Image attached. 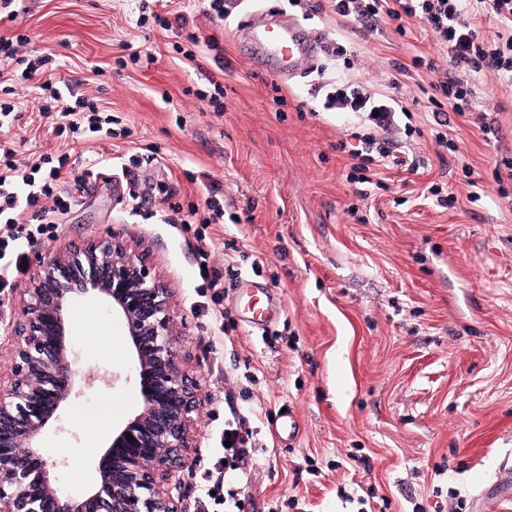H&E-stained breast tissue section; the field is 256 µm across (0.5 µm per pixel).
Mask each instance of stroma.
I'll return each mask as SVG.
<instances>
[{
	"instance_id": "stroma-1",
	"label": "stroma",
	"mask_w": 512,
	"mask_h": 512,
	"mask_svg": "<svg viewBox=\"0 0 512 512\" xmlns=\"http://www.w3.org/2000/svg\"><path fill=\"white\" fill-rule=\"evenodd\" d=\"M180 4L201 38L223 45V66L209 54L180 62L175 36L154 20L139 23L135 0H27L26 14L0 22V35H29L28 54H52L56 78L102 99L117 119L108 137L59 136L33 122L35 89L16 87L22 117L8 138L26 154L68 155L73 174L91 164L101 173L67 183L71 208L52 236L24 247L22 270L0 292V374L11 369L5 328L20 312L36 252L117 231L172 288L184 367L200 383L193 461L179 474L187 512H198L204 464L221 447L228 392L242 414L265 409L253 421L260 447L243 512H512V500L484 496L500 473L512 478V179L493 175L497 161L512 159V80L467 75L465 115L438 112L428 102L432 83L458 73L419 19L368 26L341 20L328 0H239L226 24L203 0ZM267 11L319 32L316 71L279 83L253 63L238 24ZM133 47L156 62L128 63ZM417 56L437 72L415 67ZM399 63L406 74L396 73ZM337 77L405 108L391 138L422 164L416 173L383 171L382 188L365 200L337 144L368 123L323 107ZM213 80L224 86L220 112L198 97ZM441 127L446 148L434 138ZM148 145L162 166L134 162ZM161 180L186 207L203 206L210 183L222 188L225 222L199 227L218 247L221 303L202 286L178 214H162ZM243 276L277 312L264 329L248 323L237 294ZM74 344L81 370L116 377L83 389L62 409L60 430L43 436L48 455L77 465L78 478L61 479L80 492L94 480L96 447L74 411L119 399V424L141 397L127 378L129 354L101 350L80 330ZM286 408L301 425L293 439L273 430Z\"/></svg>"
}]
</instances>
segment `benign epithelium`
Returning a JSON list of instances; mask_svg holds the SVG:
<instances>
[{
  "mask_svg": "<svg viewBox=\"0 0 512 512\" xmlns=\"http://www.w3.org/2000/svg\"><path fill=\"white\" fill-rule=\"evenodd\" d=\"M86 297L124 323L142 406L112 431L91 491L77 496L59 485L61 463L42 437L80 384L114 382L76 368L72 310ZM11 335V373L0 379V512H186L176 476L192 447L198 384L181 364L172 291L146 255L115 232L38 254Z\"/></svg>",
  "mask_w": 512,
  "mask_h": 512,
  "instance_id": "obj_1",
  "label": "benign epithelium"
}]
</instances>
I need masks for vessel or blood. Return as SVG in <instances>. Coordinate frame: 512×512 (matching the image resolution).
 <instances>
[{
  "label": "vessel or blood",
  "mask_w": 512,
  "mask_h": 512,
  "mask_svg": "<svg viewBox=\"0 0 512 512\" xmlns=\"http://www.w3.org/2000/svg\"><path fill=\"white\" fill-rule=\"evenodd\" d=\"M243 31L252 59L278 78L310 69L323 49L321 38L293 18L273 15L260 28L245 23Z\"/></svg>",
  "instance_id": "vessel-or-blood-1"
}]
</instances>
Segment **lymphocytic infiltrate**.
Segmentation results:
<instances>
[{
	"label": "lymphocytic infiltrate",
	"mask_w": 512,
	"mask_h": 512,
	"mask_svg": "<svg viewBox=\"0 0 512 512\" xmlns=\"http://www.w3.org/2000/svg\"><path fill=\"white\" fill-rule=\"evenodd\" d=\"M471 0H332V9L342 19L374 20L388 18L400 21L407 17L422 19L438 43L448 54L449 65L467 73L485 70L503 77L512 76V37L507 40L480 39L469 21ZM140 13H153L162 30L181 38L185 47L183 57L195 61L200 50L213 52L215 61H223L224 48L216 38L200 39L190 31L187 15L175 5V0H139ZM29 39L24 35H0V60L15 61L20 68L18 78L23 82L37 81L39 94L50 95L52 102L40 105L39 112L55 133H99L112 126V112L99 100L84 96H67L56 80H41L52 59L39 56L31 59L22 49ZM325 109L366 113L370 123L368 133L358 138L350 151L353 166L361 183V197H368L365 185L369 183L370 166H405L406 157L390 145L384 134L396 122L400 110L395 99L371 92L360 84H340L329 93ZM65 159L48 154L39 155L31 164H23L14 142H0V227L5 228L11 242L33 241L35 235L50 233L58 214L64 213L71 201L61 184L66 172ZM250 429L232 422L225 426L224 437L229 440L223 457L213 465L224 473V479L247 489L252 482V471L246 466L251 452Z\"/></svg>",
	"instance_id": "obj_1"
}]
</instances>
